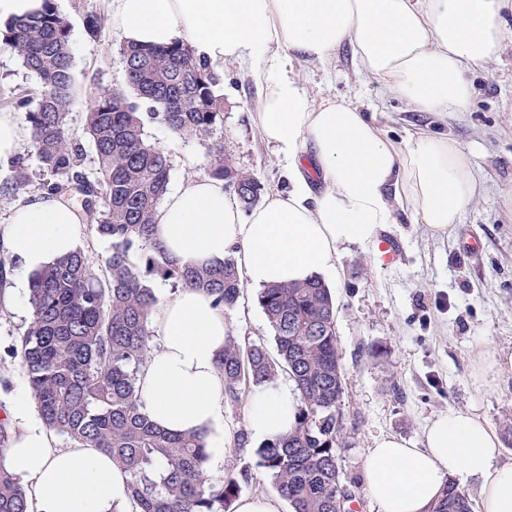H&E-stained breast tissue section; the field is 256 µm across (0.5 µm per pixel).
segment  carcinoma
I'll use <instances>...</instances> for the list:
<instances>
[{
	"mask_svg": "<svg viewBox=\"0 0 512 512\" xmlns=\"http://www.w3.org/2000/svg\"><path fill=\"white\" fill-rule=\"evenodd\" d=\"M104 15L84 18L88 38L98 39ZM15 56L34 81L14 98L30 125V151L51 179L52 195L82 197L86 221L110 242L99 277L80 248L37 270L31 279V317L20 340L27 383L41 418L53 432L82 447L98 448L128 476L134 512H235L251 468L214 482L205 476L203 434H172L144 411L137 377L151 339L157 304L152 283L200 288L230 310L240 296L235 264L199 267L167 257L153 233V213L168 190L170 160L147 140L145 121L192 136L206 146L207 175L237 187L251 209L264 192L212 140L224 122V98L216 75L189 46L142 48L120 42L126 89L100 90L89 100L85 133L98 177L85 173L83 141L67 132L73 101L70 26L54 0L35 16L0 27V51ZM29 154L10 160L12 186L30 179ZM258 303L274 330L276 354L248 336L228 334L216 364L224 395L243 405L254 388L285 372L295 385L298 419L287 434L255 449L257 466L291 512H347L355 491L345 490L338 450L347 443L341 402L345 378L336 341V304L316 277L303 284L260 290ZM0 512H27L25 492L0 465ZM431 512H472L468 494L448 483Z\"/></svg>",
	"mask_w": 512,
	"mask_h": 512,
	"instance_id": "obj_1",
	"label": "carcinoma"
}]
</instances>
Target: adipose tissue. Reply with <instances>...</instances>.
<instances>
[{
  "label": "adipose tissue",
  "instance_id": "adipose-tissue-1",
  "mask_svg": "<svg viewBox=\"0 0 512 512\" xmlns=\"http://www.w3.org/2000/svg\"><path fill=\"white\" fill-rule=\"evenodd\" d=\"M113 29L139 47L188 44L212 70L242 63L258 91L256 125L288 169L289 187L243 211L223 180L176 185L156 208V234L171 259H233L248 287L338 275L350 246L384 252L380 230L404 212L438 235L452 233L484 189L476 148L426 130L387 137L375 117L334 98L314 102L288 74L291 60L321 64L350 47L359 70L413 111L465 118L475 108L471 74L507 38L512 0H110ZM84 235L74 200L26 196L0 222V245L20 264L0 299L25 312L27 274L75 250ZM156 346L138 375L145 411L173 433H203L208 461L224 459V377L216 358L227 313L196 288L156 291ZM283 380L246 400L250 434L269 441L297 421ZM23 429L0 464L22 478L30 512H132L127 476L109 455L57 447L24 393L7 400ZM366 492L380 512H429L445 485L476 482L484 512H512V461L484 419L452 410L428 421L420 443L374 440L364 456Z\"/></svg>",
  "mask_w": 512,
  "mask_h": 512
}]
</instances>
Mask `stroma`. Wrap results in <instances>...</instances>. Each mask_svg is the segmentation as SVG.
Returning a JSON list of instances; mask_svg holds the SVG:
<instances>
[{"label": "stroma", "instance_id": "stroma-1", "mask_svg": "<svg viewBox=\"0 0 512 512\" xmlns=\"http://www.w3.org/2000/svg\"><path fill=\"white\" fill-rule=\"evenodd\" d=\"M71 26L75 98L68 131L83 137L91 88L121 89L125 74L118 55L120 34L105 28L99 40L84 34L87 12H104L108 0H54ZM293 78L315 101L350 100L375 113L393 138L411 126L436 129L463 147L477 146L483 195L467 206L449 236L437 237L406 218L383 227L389 256L377 263L368 251L352 247L339 262L338 279L329 281L336 297V336L346 385L343 411L350 432L339 451L348 483L364 486V455L375 438L394 434L422 438L426 423L451 410L482 415L501 440L504 459L512 460V41L502 43L475 71L476 106L467 121L437 123L414 112L394 92L367 79L349 50L337 51L327 65L295 63ZM216 91L224 99V123L215 132L224 154L253 172L267 190H284L288 176L272 147L258 132L256 89L225 64ZM149 141L171 161L170 182L204 175L201 141L173 134L156 121L146 124ZM242 289L229 312L234 333L272 344L273 331L257 301ZM27 316L0 306V392L26 388L19 360L4 356L18 343ZM495 359L487 383L475 377V353Z\"/></svg>", "mask_w": 512, "mask_h": 512}]
</instances>
